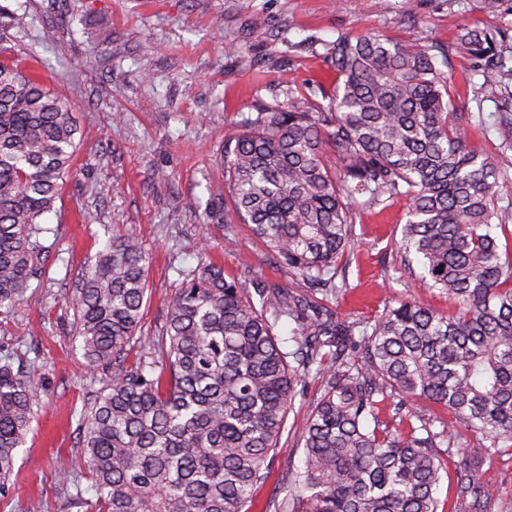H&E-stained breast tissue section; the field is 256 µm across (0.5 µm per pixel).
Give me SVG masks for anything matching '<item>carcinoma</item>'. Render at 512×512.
<instances>
[{
    "label": "carcinoma",
    "mask_w": 512,
    "mask_h": 512,
    "mask_svg": "<svg viewBox=\"0 0 512 512\" xmlns=\"http://www.w3.org/2000/svg\"><path fill=\"white\" fill-rule=\"evenodd\" d=\"M455 55L483 61L484 84L512 85L485 29L464 25L445 48L341 35L333 95L290 87L288 102L256 104L224 139L226 223L248 225L303 287L249 286L213 262L182 270L162 334L146 336L149 256L132 233L105 243L68 300L89 372L106 371L79 419L95 512H252L311 373L321 395L296 493L267 512H439L449 465L450 512H491L479 464L512 452V225L496 159L512 150V99L489 126L495 151L472 148L471 115L453 104ZM84 138L60 91L0 60L1 313L37 274L51 232L41 221ZM399 198L404 266L419 265L454 309L405 300L372 324L342 320L329 297L348 288L354 211ZM283 317L288 351L274 332ZM42 387L41 374L0 365V489ZM421 399L479 439L458 447L457 429L410 405Z\"/></svg>",
    "instance_id": "cac0c4a2"
}]
</instances>
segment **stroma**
I'll return each mask as SVG.
<instances>
[{
    "label": "stroma",
    "instance_id": "stroma-1",
    "mask_svg": "<svg viewBox=\"0 0 512 512\" xmlns=\"http://www.w3.org/2000/svg\"><path fill=\"white\" fill-rule=\"evenodd\" d=\"M26 14L23 31L0 32L10 61L59 84L86 138L72 158L38 258V274L10 313H0V359L46 374L38 413L0 490V512H93L69 483L90 480L78 446L79 415L102 380L89 375L74 313L67 305L82 273L112 234L133 231L150 256L145 334L158 335L181 287L180 270L213 261L226 274L288 285L247 225L225 248L224 222L207 218L211 195L224 187L219 153L228 130L258 101H286L287 88L311 92L332 72L328 48L343 34L371 31L396 40L446 45L458 26L498 35L512 48V0L488 12L484 0H9ZM415 21H408V14ZM477 60L453 61L462 94L458 111L472 113V147L490 150L484 134L500 96L483 87ZM123 113L122 122L112 120ZM405 200L382 212L357 213L350 290L335 300L340 318L371 322L386 303L413 299L444 311L447 297L404 270L396 240ZM210 254H203V243ZM321 394L315 377L299 385L279 451L269 463L260 503L293 494L289 474L303 468L302 428ZM512 512V456L478 471Z\"/></svg>",
    "mask_w": 512,
    "mask_h": 512
}]
</instances>
